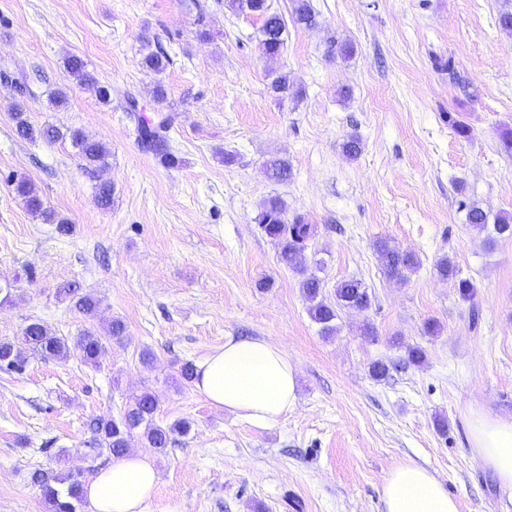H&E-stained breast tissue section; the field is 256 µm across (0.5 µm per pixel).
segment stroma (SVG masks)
<instances>
[{
	"label": "stroma",
	"instance_id": "obj_1",
	"mask_svg": "<svg viewBox=\"0 0 512 512\" xmlns=\"http://www.w3.org/2000/svg\"><path fill=\"white\" fill-rule=\"evenodd\" d=\"M318 24L289 26L275 60L258 50L262 22L224 0H0V70L25 76L28 93L0 83V341L20 342L38 321L75 340L122 320L97 363L30 357L0 369V512H50L34 471L89 481L113 457L87 456L90 425L119 417L128 397L154 393L155 420L190 432L150 452L159 483L148 512H380L388 473L414 461L430 468L460 512H501L492 475L471 458L466 415L512 414V238L486 247L465 206L512 214V34L496 23L512 0H312ZM208 38H201V31ZM356 47L343 60L334 41ZM163 48L160 74L142 66ZM82 58L111 90L110 103L64 67ZM288 72L296 98L270 90ZM164 101H156L155 85ZM61 90V108L49 102ZM169 112L175 165L140 150L126 110ZM22 108L33 127L79 128L102 142L109 166L91 169L70 140L16 136ZM468 133L459 135L454 122ZM358 136L362 152L342 149ZM233 154L225 164V154ZM288 160L287 181L264 169ZM29 180L71 225L43 223L14 190ZM112 184L101 206L97 187ZM317 234L305 273L361 280L363 312L342 310L326 338L308 315L298 273L258 225L264 199ZM385 238L418 255L405 280L380 270ZM475 285L462 298L442 278L441 258ZM98 297L94 320L62 292ZM439 326L436 335L427 323ZM283 347L299 371L298 403L258 426L211 406L183 380L228 338ZM422 349L420 363L407 350ZM388 365L383 379L372 362ZM448 421L439 433L437 417Z\"/></svg>",
	"mask_w": 512,
	"mask_h": 512
}]
</instances>
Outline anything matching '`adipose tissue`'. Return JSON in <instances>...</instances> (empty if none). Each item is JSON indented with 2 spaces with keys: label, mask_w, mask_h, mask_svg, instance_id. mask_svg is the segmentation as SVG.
<instances>
[{
  "label": "adipose tissue",
  "mask_w": 512,
  "mask_h": 512,
  "mask_svg": "<svg viewBox=\"0 0 512 512\" xmlns=\"http://www.w3.org/2000/svg\"><path fill=\"white\" fill-rule=\"evenodd\" d=\"M193 384L214 407L256 424L277 422L297 404L298 371L287 352L259 339H228L195 364ZM472 458L492 472L512 505V416L470 408ZM150 458L136 452L101 468L84 487L89 512H146L157 484ZM383 512H460L442 480L409 461L385 479Z\"/></svg>",
  "instance_id": "obj_1"
}]
</instances>
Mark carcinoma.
Wrapping results in <instances>:
<instances>
[{
  "label": "carcinoma",
  "instance_id": "carcinoma-1",
  "mask_svg": "<svg viewBox=\"0 0 512 512\" xmlns=\"http://www.w3.org/2000/svg\"><path fill=\"white\" fill-rule=\"evenodd\" d=\"M225 6L232 13L251 12L260 15L263 19L259 50L267 59L280 56L285 48L286 23L284 17L270 11L267 0H225ZM292 15L294 23L306 28H313L318 24L317 13L311 0H292ZM169 64V58L164 52H148L143 58V66L148 70L161 73ZM64 66L77 80L78 84L94 90L102 102L110 100V89L86 69L85 62L77 56H68L64 59ZM271 91L280 98L295 97L299 90L293 79L286 72H276L270 82ZM128 112L135 120L136 141L140 148L161 158L169 165L179 162L168 145L167 131L172 125L173 115L158 112L153 118H145L140 114L141 108L133 97L127 98ZM15 130L23 139L33 140L40 138L49 143L67 138L77 149L81 158L87 165L104 169L108 165V152L101 142L90 138L80 129H67L65 131L54 125H44L34 128L21 108L12 113ZM269 176L281 181L288 179L290 165L288 160L273 157L266 162ZM15 190L24 200L32 214L40 217L47 224L58 225V230L67 232L69 225L66 219L46 207L36 188L25 179L15 182ZM286 204L278 196L265 199L258 214V224L267 237L274 240L280 248V260L288 267L304 272V252L316 236V227L304 222L296 216L289 221L285 218ZM467 222L473 226L486 230L492 229L487 236L486 244L493 246L497 239L512 237V215L497 213L490 215L481 207L472 205L468 209ZM374 251L380 267L391 278L401 279L405 273L415 269L420 264L419 257L403 251L385 239H379L374 244ZM301 288L305 298L309 301L308 312L310 318L321 326L325 336L336 333V318L341 309H354L364 311L371 307V296L365 285L358 279L350 278L336 284L334 296L326 297L323 292L321 279L309 274L301 280ZM66 294L71 296L75 310L90 319L97 315L99 302L95 298L80 293V287L71 283L67 286ZM125 324L120 319H114L109 325L108 336H100L90 329L83 330L72 345L82 352L83 357L90 363L98 361L105 351V340H120L125 335ZM68 341L53 334L50 329L40 323L31 322L23 331V345L12 342H0V361H4V368L21 371L27 363V353L38 354L42 357L64 359L70 352ZM158 409L156 397L144 391L135 395L126 402L123 412L116 419H97L93 423L94 438L91 442L93 448L91 455L98 457L103 451L119 458L130 450V441L138 435L144 439L149 447L163 453L169 445L175 442V436L184 435L190 431V422L182 420L169 426L156 423L155 414ZM32 481L41 488L46 501L51 506V512H77L83 503L81 486L78 477L69 474H49L36 471L32 474Z\"/></svg>",
  "mask_w": 512,
  "mask_h": 512
}]
</instances>
